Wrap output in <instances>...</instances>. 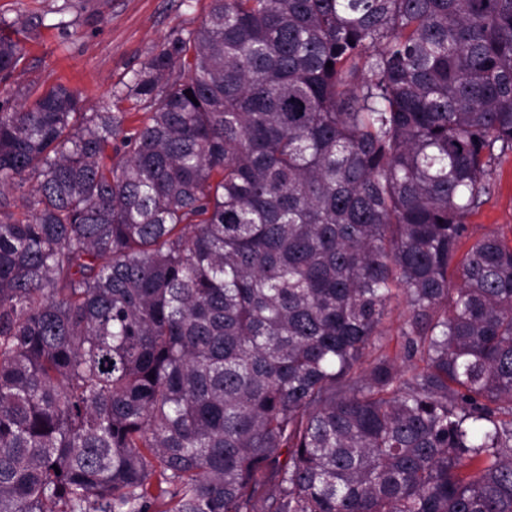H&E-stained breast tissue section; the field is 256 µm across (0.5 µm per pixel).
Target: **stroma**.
Segmentation results:
<instances>
[{
	"label": "stroma",
	"mask_w": 512,
	"mask_h": 512,
	"mask_svg": "<svg viewBox=\"0 0 512 512\" xmlns=\"http://www.w3.org/2000/svg\"><path fill=\"white\" fill-rule=\"evenodd\" d=\"M209 0H0V22L29 24L25 58L0 83L5 106L32 89L64 83L82 89L83 109L110 105L147 54L173 34L197 28ZM468 235L512 240V154L494 166L491 194L468 219Z\"/></svg>",
	"instance_id": "stroma-1"
}]
</instances>
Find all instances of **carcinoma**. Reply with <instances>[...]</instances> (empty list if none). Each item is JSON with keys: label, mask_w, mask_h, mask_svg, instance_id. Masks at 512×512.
I'll list each match as a JSON object with an SVG mask.
<instances>
[{"label": "carcinoma", "mask_w": 512, "mask_h": 512, "mask_svg": "<svg viewBox=\"0 0 512 512\" xmlns=\"http://www.w3.org/2000/svg\"><path fill=\"white\" fill-rule=\"evenodd\" d=\"M117 99L0 111V512H512V0H210ZM470 240L462 246L458 257L473 239L498 234L512 240V154L503 155L494 165L491 194L486 204L468 219ZM402 311V305L394 309L384 324L385 335L382 336V343L384 344V349L392 357H400V336H398V332L403 321V317L400 316Z\"/></svg>", "instance_id": "obj_1"}]
</instances>
